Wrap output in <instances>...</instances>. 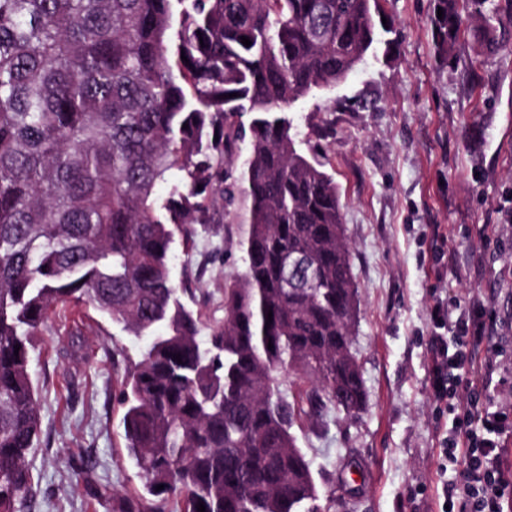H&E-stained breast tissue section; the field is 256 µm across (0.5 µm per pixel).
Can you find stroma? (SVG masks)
Returning a JSON list of instances; mask_svg holds the SVG:
<instances>
[{"instance_id":"35a3bbf8","label":"stroma","mask_w":512,"mask_h":512,"mask_svg":"<svg viewBox=\"0 0 512 512\" xmlns=\"http://www.w3.org/2000/svg\"><path fill=\"white\" fill-rule=\"evenodd\" d=\"M434 0H384L377 41L348 78L289 112L301 151L316 149L336 181L358 312L352 350L366 388L355 416L297 428L332 512H441L440 452L452 417L432 387L431 310L480 304L504 351L481 408L512 412V41L482 52L462 34L435 49ZM218 221L176 240L174 282L192 281L205 328L224 320V282L245 268L250 202L215 201ZM42 405L33 455L35 512H112V495L143 488L124 447L116 401L145 340L93 308L51 310L34 338ZM107 490L92 495L75 461Z\"/></svg>"}]
</instances>
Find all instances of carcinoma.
<instances>
[{"mask_svg": "<svg viewBox=\"0 0 512 512\" xmlns=\"http://www.w3.org/2000/svg\"><path fill=\"white\" fill-rule=\"evenodd\" d=\"M380 2L0 0V512L36 507L33 336L67 302L148 340L118 404L160 504L125 496L112 512H164L172 498L176 512H331L293 428L365 406L357 290L336 182L298 149L286 112L365 59ZM435 7L444 58L467 29L488 53L512 35V17L483 23L479 0ZM240 184L245 270L224 284L204 348L172 245Z\"/></svg>", "mask_w": 512, "mask_h": 512, "instance_id": "cac0c4a2", "label": "carcinoma"}]
</instances>
